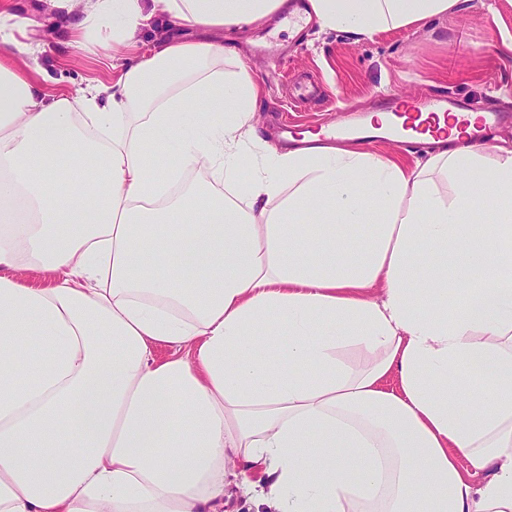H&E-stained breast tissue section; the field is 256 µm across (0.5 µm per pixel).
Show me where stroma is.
<instances>
[{
  "label": "stroma",
  "instance_id": "obj_1",
  "mask_svg": "<svg viewBox=\"0 0 512 512\" xmlns=\"http://www.w3.org/2000/svg\"><path fill=\"white\" fill-rule=\"evenodd\" d=\"M290 3L297 15L284 24H264L255 42L241 46L239 61L217 64L227 74L247 67L259 83L254 154L280 146L269 133L276 115H290L300 134L322 124L351 127L395 93L445 94L475 112L512 111V48L502 39L503 32H512V0H467L448 17L360 41L307 21L308 0ZM0 10L29 18L32 57L48 91L107 84L116 77L111 58L75 50L69 30L47 21L45 0H0ZM300 85L310 87L311 96L298 98Z\"/></svg>",
  "mask_w": 512,
  "mask_h": 512
}]
</instances>
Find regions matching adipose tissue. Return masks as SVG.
Masks as SVG:
<instances>
[{
  "instance_id": "ef3b65f1",
  "label": "adipose tissue",
  "mask_w": 512,
  "mask_h": 512,
  "mask_svg": "<svg viewBox=\"0 0 512 512\" xmlns=\"http://www.w3.org/2000/svg\"><path fill=\"white\" fill-rule=\"evenodd\" d=\"M47 2L78 50L135 48L160 14L174 31L109 86L50 93L0 59V512H224L226 477L255 467L277 512H512V147L449 195L438 179L483 158L456 128L412 168L344 145L258 157L259 86L213 64L288 0ZM460 3L307 13L360 40ZM204 168L225 193H173Z\"/></svg>"
}]
</instances>
